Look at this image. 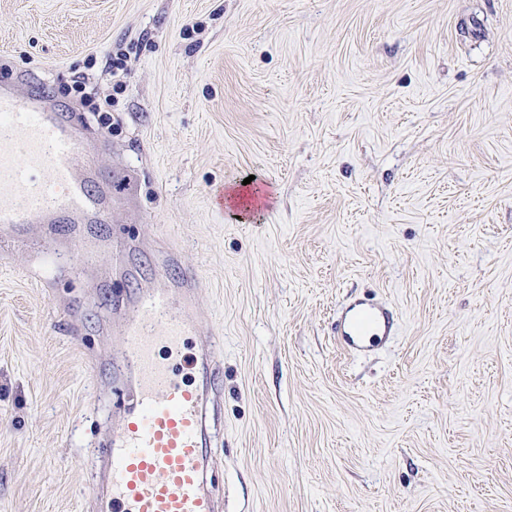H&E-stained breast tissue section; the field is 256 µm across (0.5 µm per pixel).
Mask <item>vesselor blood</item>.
I'll list each match as a JSON object with an SVG mask.
<instances>
[{"instance_id": "b4317fda", "label": "vessel or blood", "mask_w": 512, "mask_h": 512, "mask_svg": "<svg viewBox=\"0 0 512 512\" xmlns=\"http://www.w3.org/2000/svg\"><path fill=\"white\" fill-rule=\"evenodd\" d=\"M99 147L32 75L0 81V235L17 242L79 245L103 223L111 179L96 161ZM187 301L177 305L173 289ZM201 290L193 272L177 285L126 293L119 325L125 348L117 359L93 362L107 370L122 400L101 438L91 499L96 512H224L212 489L209 412L222 386L212 341L191 307ZM397 320L386 305L360 299L343 308L336 334L353 355L394 336ZM194 340L188 366L193 382L176 377L186 340Z\"/></svg>"}]
</instances>
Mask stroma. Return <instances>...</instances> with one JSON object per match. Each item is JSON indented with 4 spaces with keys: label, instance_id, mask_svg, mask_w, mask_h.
Listing matches in <instances>:
<instances>
[{
    "label": "stroma",
    "instance_id": "stroma-1",
    "mask_svg": "<svg viewBox=\"0 0 512 512\" xmlns=\"http://www.w3.org/2000/svg\"><path fill=\"white\" fill-rule=\"evenodd\" d=\"M0 68L106 109L130 268L75 251L47 285L0 240V512H92L117 394L87 367L124 291L186 270L224 512H512V0H0ZM244 183L261 205L226 207ZM353 297L399 320L366 356ZM397 319L386 305L360 299L343 308L336 322V335L353 355L366 354L395 335Z\"/></svg>",
    "mask_w": 512,
    "mask_h": 512
}]
</instances>
